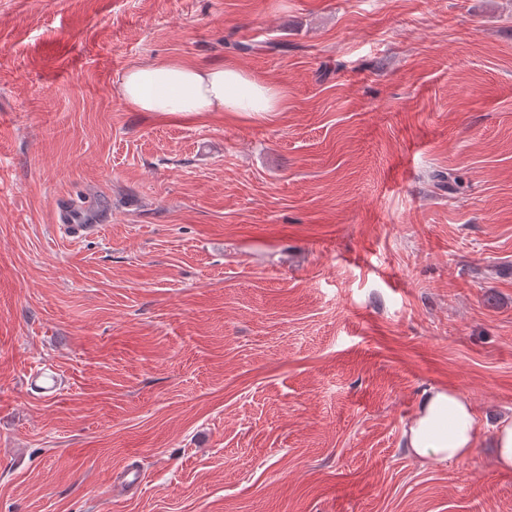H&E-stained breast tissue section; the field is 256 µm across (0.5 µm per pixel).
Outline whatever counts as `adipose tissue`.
I'll return each mask as SVG.
<instances>
[{"instance_id": "obj_1", "label": "adipose tissue", "mask_w": 512, "mask_h": 512, "mask_svg": "<svg viewBox=\"0 0 512 512\" xmlns=\"http://www.w3.org/2000/svg\"><path fill=\"white\" fill-rule=\"evenodd\" d=\"M122 101L136 112H279L283 94L231 64L199 68L157 60L126 69L118 81ZM417 458L466 460L479 441L476 413L457 389L425 393L405 431Z\"/></svg>"}]
</instances>
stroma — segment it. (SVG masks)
<instances>
[{
    "instance_id": "stroma-1",
    "label": "stroma",
    "mask_w": 512,
    "mask_h": 512,
    "mask_svg": "<svg viewBox=\"0 0 512 512\" xmlns=\"http://www.w3.org/2000/svg\"><path fill=\"white\" fill-rule=\"evenodd\" d=\"M165 58L286 107L131 110ZM508 419L512 0H0V512H512ZM405 437L416 458L464 461L479 442L476 413L455 388L428 391ZM493 446L496 451V464L500 470L512 469V423L505 422L494 434Z\"/></svg>"
}]
</instances>
